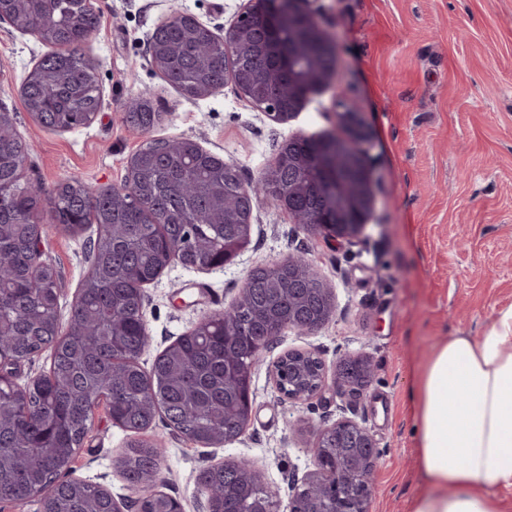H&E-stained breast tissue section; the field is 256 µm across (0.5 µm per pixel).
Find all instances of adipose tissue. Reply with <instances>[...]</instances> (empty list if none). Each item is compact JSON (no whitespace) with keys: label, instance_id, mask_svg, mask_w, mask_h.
<instances>
[{"label":"adipose tissue","instance_id":"ef3b65f1","mask_svg":"<svg viewBox=\"0 0 512 512\" xmlns=\"http://www.w3.org/2000/svg\"><path fill=\"white\" fill-rule=\"evenodd\" d=\"M416 431L429 488L414 512H501L496 492L512 488V306L482 336L437 347Z\"/></svg>","mask_w":512,"mask_h":512}]
</instances>
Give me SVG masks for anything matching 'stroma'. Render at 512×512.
Masks as SVG:
<instances>
[{
  "label": "stroma",
  "mask_w": 512,
  "mask_h": 512,
  "mask_svg": "<svg viewBox=\"0 0 512 512\" xmlns=\"http://www.w3.org/2000/svg\"><path fill=\"white\" fill-rule=\"evenodd\" d=\"M246 0H99L103 22L84 47L102 106L96 119L68 131L39 125L20 87L45 53L30 33L0 22V109L16 113L29 148L23 178L53 188L70 176L120 186L130 156L147 137L191 139L233 161L253 183L296 135L331 129L337 113L359 112L370 136L363 145L376 197L371 224L354 243L308 234L288 213L259 198L252 234L233 264L203 271L172 263L144 288L152 338L141 364L187 333L205 314L229 307L249 270L271 260L305 257L335 296L331 320L303 335L284 330L253 374L251 421L237 440L200 448L156 421L147 438L167 453L160 490L183 512H206L199 470L227 459L250 460L288 512L292 483L312 468V429L348 417L364 423L380 452L372 512H412L427 490L417 461L416 378L448 337L483 335L512 305V0H320L319 24L339 45L332 80L291 121L252 108L226 83L199 100L184 99L155 73L148 40L164 15L188 12L216 33L235 22ZM156 90L163 114L151 133L123 122L126 103ZM47 224L46 255L60 273V323L89 264L86 227L72 236ZM291 349L315 351L327 371L347 356L372 366L357 400L334 389L302 404L284 399L268 373ZM128 440L99 406L72 462V475L114 494L131 489L114 461Z\"/></svg>",
  "instance_id": "obj_1"
}]
</instances>
